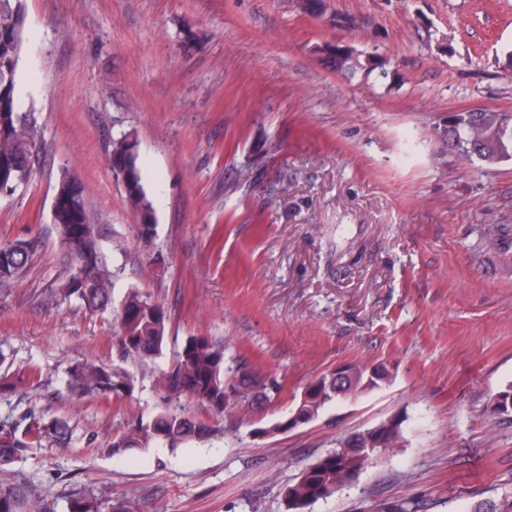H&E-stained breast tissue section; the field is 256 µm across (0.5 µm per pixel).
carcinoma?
Masks as SVG:
<instances>
[{"mask_svg":"<svg viewBox=\"0 0 512 512\" xmlns=\"http://www.w3.org/2000/svg\"><path fill=\"white\" fill-rule=\"evenodd\" d=\"M208 35L186 24L181 30L180 46L185 51L201 47ZM28 42L25 0H0V125L9 132L0 134V197H11L27 186L37 170L40 127L32 107L26 106L19 82V73ZM326 50L333 68L345 77L359 72H385L388 61L380 56L363 55L349 45H329ZM465 141L472 150L462 154L467 162L479 160L495 164L512 159V114L486 109H470L448 117V144ZM137 135L130 132L111 142L107 163L121 181L125 201L138 226L141 241L150 242L156 233L157 218L151 192L145 184L139 163ZM52 220L64 247V276L51 294L55 300L78 301L90 312L105 311L112 306L111 272L105 261L98 230L88 219L86 187L67 169L61 171L52 206ZM38 249L34 240L22 239L0 246V287L7 288L26 273ZM170 315L151 296L131 288L121 303V314L115 343L121 357L142 363L154 361L163 353ZM368 369L351 366V374L343 388L345 399L363 393L366 378L379 387L388 378L384 367ZM224 345L205 336L188 337L175 352L171 365L156 377L158 390L166 398H185L207 407L214 415L224 414L232 407H252L256 400L243 396L235 401L224 393ZM318 385L304 400L306 411L317 415L338 397L332 394L336 383L329 375L317 377ZM133 388V380L124 371L104 364L79 361L68 371V395L114 396L119 398ZM24 427L6 429L0 426V512H50L38 488L26 477L12 470L22 452L43 440L59 446L73 441V428L63 420L45 421L35 412L28 413ZM214 427L183 412L162 411L144 423L134 421L123 431L124 448H109L113 454L165 445L177 448L183 442L203 440ZM402 421L390 422L380 445L364 454L354 448H336L331 454L304 469L295 482L288 485L284 496L288 512H305L312 503L325 499L349 484L369 465L392 452L402 443ZM102 503L93 494L77 492L70 495L68 512H101ZM470 512H512V493L497 500H481Z\"/></svg>","mask_w":512,"mask_h":512,"instance_id":"cac0c4a2","label":"carcinoma"}]
</instances>
